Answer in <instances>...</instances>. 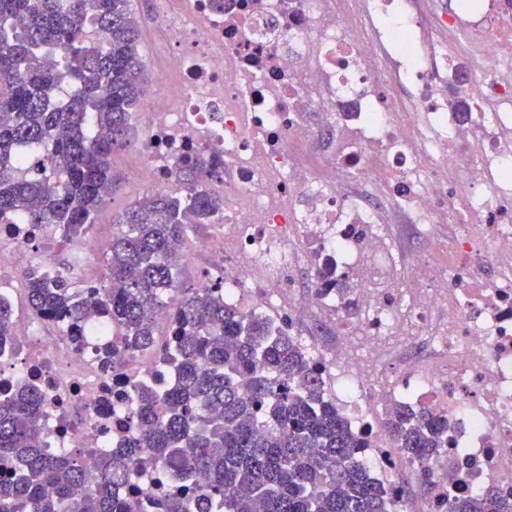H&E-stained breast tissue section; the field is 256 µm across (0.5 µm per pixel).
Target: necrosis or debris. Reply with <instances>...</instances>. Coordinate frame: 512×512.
Masks as SVG:
<instances>
[{"label":"necrosis or debris","instance_id":"1","mask_svg":"<svg viewBox=\"0 0 512 512\" xmlns=\"http://www.w3.org/2000/svg\"><path fill=\"white\" fill-rule=\"evenodd\" d=\"M207 2L165 0L163 91L142 105L147 192L170 190L191 146L224 195L223 223L187 260L223 272L233 304L334 328L326 387L406 512H445L453 487L512 498V0ZM58 241L98 287L100 237L28 224L0 225V272L23 284ZM327 260L349 290H322ZM94 323L75 336L22 319L0 348V395L20 382L43 395L38 447L122 448L139 388L174 376L156 353L113 364L108 312ZM395 403L448 419L418 501V465L379 416Z\"/></svg>","mask_w":512,"mask_h":512}]
</instances>
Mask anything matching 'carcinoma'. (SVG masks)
I'll return each instance as SVG.
<instances>
[{
	"label": "carcinoma",
	"mask_w": 512,
	"mask_h": 512,
	"mask_svg": "<svg viewBox=\"0 0 512 512\" xmlns=\"http://www.w3.org/2000/svg\"><path fill=\"white\" fill-rule=\"evenodd\" d=\"M139 46L131 0H0V224L90 231L111 190L112 157L131 144L144 98ZM61 88L72 90L64 104ZM43 148L44 159L20 165V153ZM174 177L180 191L137 194L114 221L104 297L121 336L117 356L158 350L157 313L172 310L176 342L167 360L175 380L161 392L138 390L133 444L88 455L37 447L42 395L18 385L0 399V512H141L137 496L117 489L152 466L216 512H400L362 462L367 439L350 427L301 342L275 318L224 301L222 279L180 286L174 242L218 223L224 199L210 191L211 173L192 151ZM26 298L33 315L67 318L74 332L101 305L67 261L52 274L31 268ZM13 326L11 304L0 301V344ZM385 425L421 464L418 480L431 482L448 419L398 404ZM89 465L101 480L86 489ZM163 507L190 512L180 494L165 495ZM447 512H512V504L489 488L448 500Z\"/></svg>",
	"instance_id": "cac0c4a2"
}]
</instances>
